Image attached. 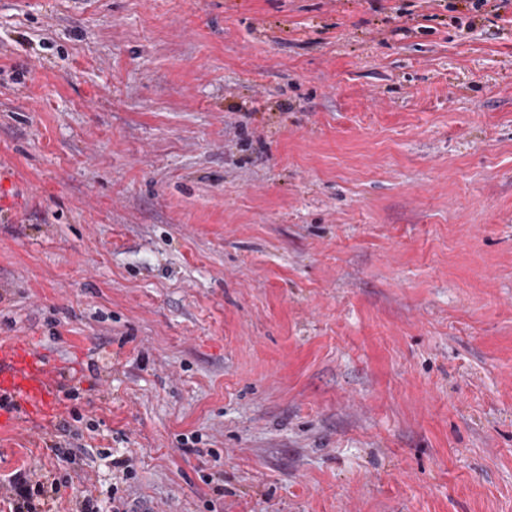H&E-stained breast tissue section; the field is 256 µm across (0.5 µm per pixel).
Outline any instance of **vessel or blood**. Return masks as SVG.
I'll return each instance as SVG.
<instances>
[{
  "label": "vessel or blood",
  "instance_id": "obj_1",
  "mask_svg": "<svg viewBox=\"0 0 512 512\" xmlns=\"http://www.w3.org/2000/svg\"><path fill=\"white\" fill-rule=\"evenodd\" d=\"M61 374L24 350L20 339L0 340V397L8 398L28 418L50 423L45 406L57 405Z\"/></svg>",
  "mask_w": 512,
  "mask_h": 512
}]
</instances>
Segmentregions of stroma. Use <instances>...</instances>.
<instances>
[{"mask_svg": "<svg viewBox=\"0 0 512 512\" xmlns=\"http://www.w3.org/2000/svg\"><path fill=\"white\" fill-rule=\"evenodd\" d=\"M1 159L0 339L84 395L0 480L108 498L76 410L141 512H512V6L0 0Z\"/></svg>", "mask_w": 512, "mask_h": 512, "instance_id": "stroma-1", "label": "stroma"}]
</instances>
